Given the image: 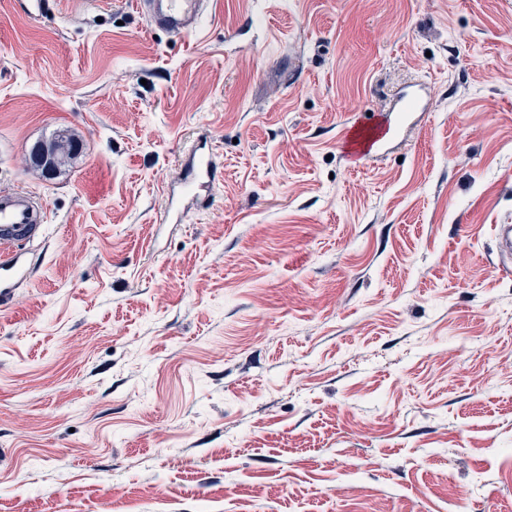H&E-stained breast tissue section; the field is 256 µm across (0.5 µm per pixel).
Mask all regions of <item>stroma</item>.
Wrapping results in <instances>:
<instances>
[{
  "label": "stroma",
  "instance_id": "obj_1",
  "mask_svg": "<svg viewBox=\"0 0 512 512\" xmlns=\"http://www.w3.org/2000/svg\"><path fill=\"white\" fill-rule=\"evenodd\" d=\"M17 187L48 223L0 296V512H512V0H208L185 37L0 0ZM20 5L18 14L29 21H41L46 19L50 11L49 0H13V5ZM424 111L419 94L402 96L386 112H359L342 135L343 147L352 159L380 151L399 131L404 112ZM47 145L53 170L64 164L79 149V142L64 132L56 135ZM215 167L216 162L211 153L200 154L198 156L194 154L192 163L189 166V173L193 181L204 185L210 183Z\"/></svg>",
  "mask_w": 512,
  "mask_h": 512
}]
</instances>
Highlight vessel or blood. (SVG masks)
<instances>
[{"mask_svg":"<svg viewBox=\"0 0 512 512\" xmlns=\"http://www.w3.org/2000/svg\"><path fill=\"white\" fill-rule=\"evenodd\" d=\"M22 18L36 22L46 19L50 0H13ZM203 0H139L138 7L150 27L174 35H184L197 26ZM423 108L419 94L402 96L394 108L385 112H362L342 135L348 156L358 158L380 151L399 131L400 117ZM216 162L212 154L193 157L189 173L193 181H211ZM47 207L33 194L18 191L0 193V288L14 287L25 276L21 262L24 243L44 228Z\"/></svg>","mask_w":512,"mask_h":512,"instance_id":"1","label":"vessel or blood"}]
</instances>
